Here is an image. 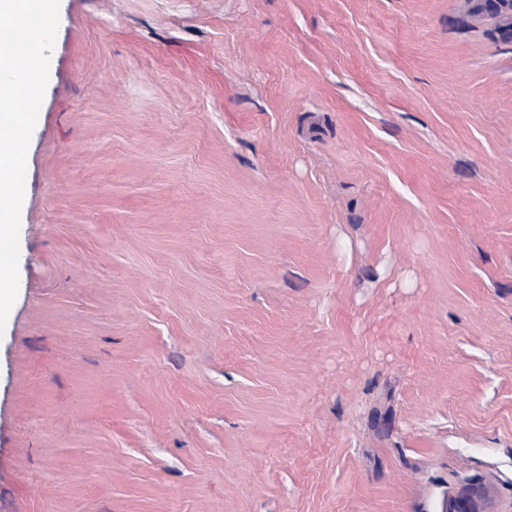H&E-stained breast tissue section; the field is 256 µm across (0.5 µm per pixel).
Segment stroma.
<instances>
[{
    "mask_svg": "<svg viewBox=\"0 0 512 512\" xmlns=\"http://www.w3.org/2000/svg\"><path fill=\"white\" fill-rule=\"evenodd\" d=\"M475 6L60 0L0 512H512V32Z\"/></svg>",
    "mask_w": 512,
    "mask_h": 512,
    "instance_id": "1",
    "label": "stroma"
}]
</instances>
